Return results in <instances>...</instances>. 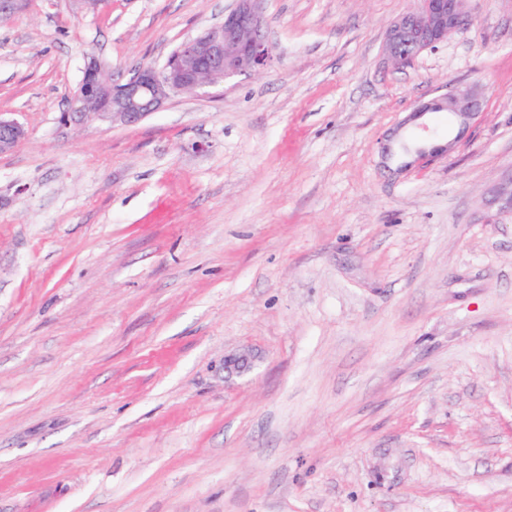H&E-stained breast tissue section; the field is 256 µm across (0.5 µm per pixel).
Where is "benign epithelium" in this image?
<instances>
[{
  "label": "benign epithelium",
  "instance_id": "1",
  "mask_svg": "<svg viewBox=\"0 0 512 512\" xmlns=\"http://www.w3.org/2000/svg\"><path fill=\"white\" fill-rule=\"evenodd\" d=\"M468 0H415L414 7L393 21L386 34L383 54L395 67L417 54L448 41L469 21ZM30 0H0V18L9 19L27 10ZM263 0H235L224 20L183 43L163 67L142 66L124 83H116L102 62L88 58L79 94L90 101L106 100L109 108L97 113L100 120L134 126L158 111L174 93H194L241 74L263 70L272 46L265 33ZM484 94L475 84L455 85L422 101L404 121L386 135L382 163L402 174L451 152L483 113ZM447 112L457 134L437 142L429 127L431 115ZM26 137L24 126L0 117V154L12 151ZM501 208L512 211V175L496 187ZM247 357L224 360V371L242 374L249 370Z\"/></svg>",
  "mask_w": 512,
  "mask_h": 512
}]
</instances>
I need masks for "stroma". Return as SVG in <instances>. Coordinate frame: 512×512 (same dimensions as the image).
<instances>
[{
	"mask_svg": "<svg viewBox=\"0 0 512 512\" xmlns=\"http://www.w3.org/2000/svg\"><path fill=\"white\" fill-rule=\"evenodd\" d=\"M233 3L0 21V512H512V0L404 69L413 0H264V70L61 123L87 56L125 81ZM458 82L464 140L386 173ZM484 94L475 84L454 85L448 93H441L427 101H422L404 121L386 135L382 144V163L388 170L402 174L410 169L427 165L435 157L451 152L462 140L472 125L483 113ZM436 112H448L457 134L453 138L443 139L438 143L429 127L431 115ZM408 128L419 129L421 135L416 146L410 148L406 144L405 131ZM395 164V169L391 165ZM25 137L26 130L20 122L0 114V154L12 151Z\"/></svg>",
	"mask_w": 512,
	"mask_h": 512,
	"instance_id": "obj_1",
	"label": "stroma"
}]
</instances>
